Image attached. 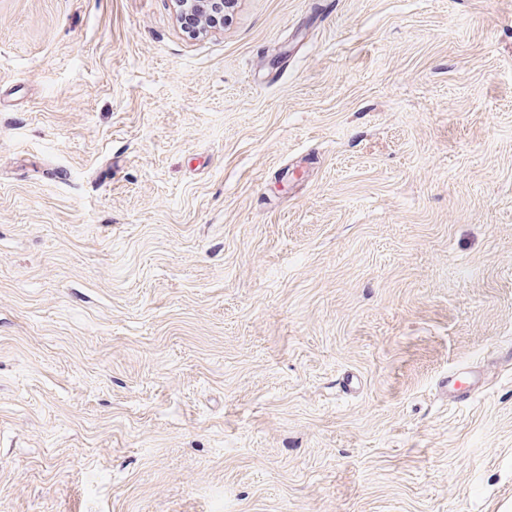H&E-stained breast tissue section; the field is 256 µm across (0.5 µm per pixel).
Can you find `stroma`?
Masks as SVG:
<instances>
[{
	"instance_id": "stroma-1",
	"label": "stroma",
	"mask_w": 512,
	"mask_h": 512,
	"mask_svg": "<svg viewBox=\"0 0 512 512\" xmlns=\"http://www.w3.org/2000/svg\"><path fill=\"white\" fill-rule=\"evenodd\" d=\"M511 343L512 0H0V512H512ZM235 0H174L177 15L184 12H195L201 15V29L210 31L224 25L226 9L232 7ZM225 8V12H224ZM468 373V380H467V391L461 392V393H468L469 395L464 399L461 397V393L459 392L461 390L462 384L460 387H456V384L458 383L457 377H455L454 374H449L448 379L445 380L441 388L443 389V395L447 397L448 395V401L457 403L462 402L464 400H468L470 397V394L472 391H477L482 387L481 382V376L479 372L470 371Z\"/></svg>"
}]
</instances>
